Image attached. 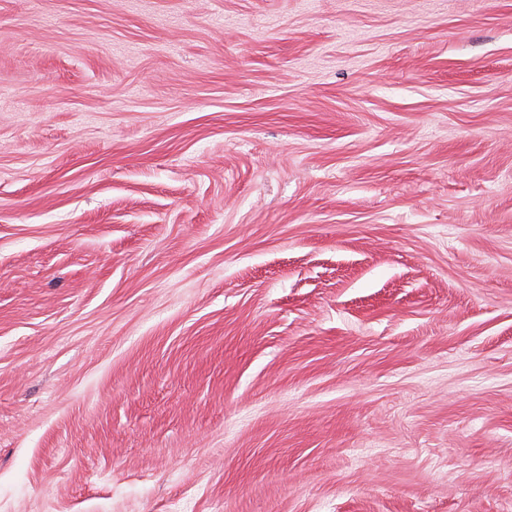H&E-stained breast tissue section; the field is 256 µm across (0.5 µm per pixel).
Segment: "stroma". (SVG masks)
Masks as SVG:
<instances>
[{
    "label": "stroma",
    "mask_w": 512,
    "mask_h": 512,
    "mask_svg": "<svg viewBox=\"0 0 512 512\" xmlns=\"http://www.w3.org/2000/svg\"><path fill=\"white\" fill-rule=\"evenodd\" d=\"M0 512H512V0H0Z\"/></svg>",
    "instance_id": "stroma-1"
}]
</instances>
